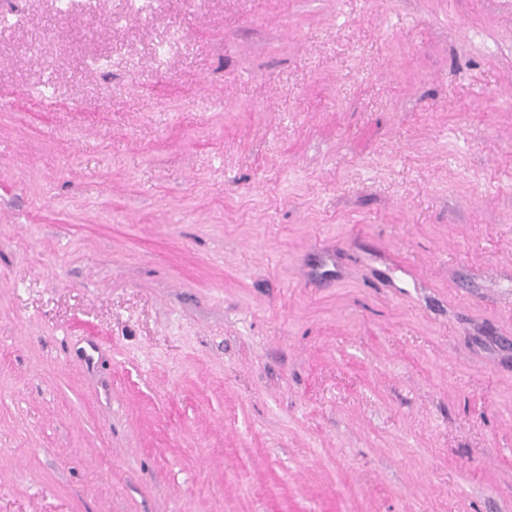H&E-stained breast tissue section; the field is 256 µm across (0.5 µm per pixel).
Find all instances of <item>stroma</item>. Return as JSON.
Instances as JSON below:
<instances>
[{
	"label": "stroma",
	"instance_id": "stroma-1",
	"mask_svg": "<svg viewBox=\"0 0 512 512\" xmlns=\"http://www.w3.org/2000/svg\"><path fill=\"white\" fill-rule=\"evenodd\" d=\"M0 512H512V0H0Z\"/></svg>",
	"mask_w": 512,
	"mask_h": 512
}]
</instances>
